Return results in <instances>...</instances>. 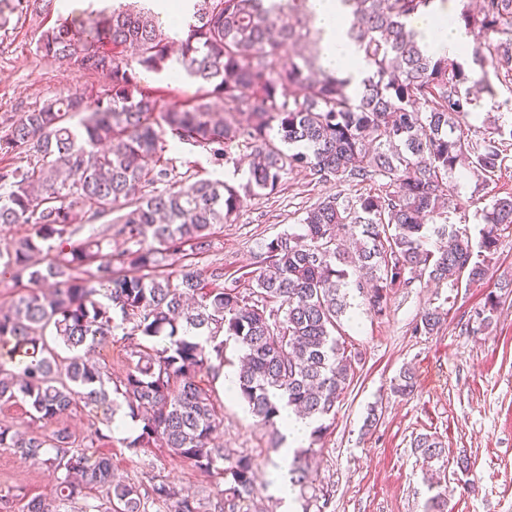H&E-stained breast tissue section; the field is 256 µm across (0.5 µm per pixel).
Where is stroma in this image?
Returning a JSON list of instances; mask_svg holds the SVG:
<instances>
[{
  "instance_id": "obj_1",
  "label": "stroma",
  "mask_w": 512,
  "mask_h": 512,
  "mask_svg": "<svg viewBox=\"0 0 512 512\" xmlns=\"http://www.w3.org/2000/svg\"><path fill=\"white\" fill-rule=\"evenodd\" d=\"M50 19L34 13L13 19L0 31V123L18 118L43 101L74 92L94 94L105 81L79 66L42 56L36 43ZM247 152L231 148V160L213 169L205 151L172 148L168 156L178 180L218 176L235 187L247 180L241 163ZM340 185L318 183L295 170L277 193L251 196L236 217L215 225L207 253L183 257V264L205 270L224 265V282L248 287L258 266L264 240L295 233L307 207L340 192ZM512 190V157L504 168L477 187L474 178L459 181L458 207L450 221L470 233L481 227V211L494 195ZM512 278V228L489 263L487 278L470 286H435L421 280L391 292L386 316L359 308L358 318L344 324L345 339L361 361L333 425L310 460L309 481L328 489L327 512H426L436 494L447 497V512H512V296L503 299L489 328L474 332L468 321L500 280ZM441 308L442 326L433 335L414 330L423 311ZM410 368L416 390L407 398L393 394L400 369ZM223 423L218 443L232 457L257 459L256 494L250 512H303L299 496L277 493L288 481V465L270 447L268 432L257 426L241 401L228 400L222 381L213 384ZM379 420L371 430L363 423L369 409ZM420 433L438 435L446 457L424 463L410 446ZM127 435L112 434L97 449L112 462L115 479H143L136 455L126 448ZM467 456L470 474H461L456 459ZM154 471L182 491L207 499L214 477L155 451ZM0 490L13 496L0 512H26L31 498H51L55 483L43 466L0 447Z\"/></svg>"
}]
</instances>
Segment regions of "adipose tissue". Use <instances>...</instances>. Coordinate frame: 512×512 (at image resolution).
Here are the masks:
<instances>
[{
  "label": "adipose tissue",
  "instance_id": "adipose-tissue-1",
  "mask_svg": "<svg viewBox=\"0 0 512 512\" xmlns=\"http://www.w3.org/2000/svg\"><path fill=\"white\" fill-rule=\"evenodd\" d=\"M317 25L323 32L321 62L324 67L361 77L365 63L344 34L347 10L341 0H311ZM422 45L436 56L463 57L473 51V41L452 10L434 7L413 22Z\"/></svg>",
  "mask_w": 512,
  "mask_h": 512
}]
</instances>
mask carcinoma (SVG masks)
<instances>
[{
	"label": "carcinoma",
	"instance_id": "carcinoma-1",
	"mask_svg": "<svg viewBox=\"0 0 512 512\" xmlns=\"http://www.w3.org/2000/svg\"><path fill=\"white\" fill-rule=\"evenodd\" d=\"M347 35L363 55L368 75L360 87L324 69L323 32L308 0H191L185 37L173 38L143 0L88 12V31L57 17L43 30L39 51L67 59L105 78L96 95L48 100L0 131V224H28L31 233L0 250V276L27 292L0 306V340L24 351L20 373L0 367V403L29 404L35 422L48 424L78 403L102 412L106 426L123 399L138 455L161 442L176 459L215 475L223 486L209 499L185 495L156 475L150 489L114 481L109 458L94 451L106 438L91 421L89 444L65 429L22 431L0 423V447L13 448L46 468L56 497L31 499L27 512H246L257 464L232 459L215 442L221 424L213 390L226 341L240 346L239 399L259 425L278 430L292 408L318 423L312 442L330 429L354 377L358 354L343 339L350 293L381 315L396 288L426 276L440 285L472 283L488 273L499 249L500 227H512V193L482 209L478 242L448 223L454 207L449 178L469 170L486 184L512 146V125L477 130L470 122L483 95L494 96L490 75L512 78V0H479L459 14L473 36L474 68L422 49L413 20L434 0H342ZM49 16L56 0H0V31L28 10ZM196 86L162 107L141 84L140 72L172 65ZM169 131L181 144L202 147L219 165L236 145L253 156L246 194H274L295 169L324 183L376 186L355 195L335 193L305 212L301 232L260 245L255 286L224 285V265L204 275L181 266L177 283L149 276L167 257L190 245L210 247L211 228L243 205L239 191L219 179L174 181L164 157ZM105 231L74 237L90 224ZM127 248L112 254V237ZM151 240L158 247L145 246ZM48 286L49 292L41 291ZM499 297L475 311L487 327ZM439 309L424 311L415 330H439ZM72 356L58 361L46 330ZM122 331L131 363L114 380L88 355ZM112 388H107V385ZM416 382L400 371L393 393L408 397ZM431 462L444 456L442 440L418 434L410 443ZM313 448L288 464L289 482L317 512L329 498L306 495Z\"/></svg>",
	"mask_w": 512,
	"mask_h": 512
}]
</instances>
